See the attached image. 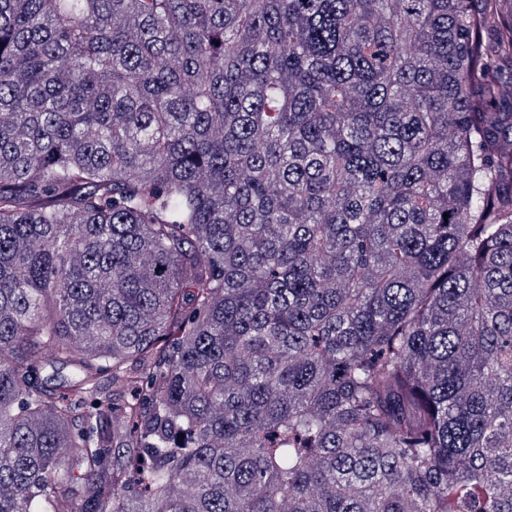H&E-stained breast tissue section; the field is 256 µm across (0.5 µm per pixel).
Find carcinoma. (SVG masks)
I'll list each match as a JSON object with an SVG mask.
<instances>
[{
    "mask_svg": "<svg viewBox=\"0 0 512 512\" xmlns=\"http://www.w3.org/2000/svg\"><path fill=\"white\" fill-rule=\"evenodd\" d=\"M499 58L512 0H0V512H512Z\"/></svg>",
    "mask_w": 512,
    "mask_h": 512,
    "instance_id": "cac0c4a2",
    "label": "carcinoma"
}]
</instances>
